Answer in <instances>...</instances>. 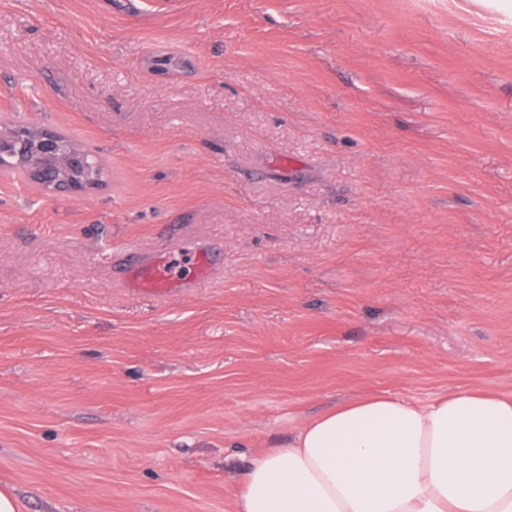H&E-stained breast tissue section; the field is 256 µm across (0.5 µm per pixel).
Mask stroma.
<instances>
[{
    "label": "stroma",
    "instance_id": "stroma-1",
    "mask_svg": "<svg viewBox=\"0 0 512 512\" xmlns=\"http://www.w3.org/2000/svg\"><path fill=\"white\" fill-rule=\"evenodd\" d=\"M11 122L103 168L0 171L23 512H234L337 402L512 394V0H0ZM130 287L136 288L137 292L165 298L176 292L179 285L167 274L158 258L143 257L131 272Z\"/></svg>",
    "mask_w": 512,
    "mask_h": 512
}]
</instances>
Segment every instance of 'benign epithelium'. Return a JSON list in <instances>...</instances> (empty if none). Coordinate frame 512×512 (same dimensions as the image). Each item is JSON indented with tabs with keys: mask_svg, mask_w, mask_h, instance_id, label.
<instances>
[{
	"mask_svg": "<svg viewBox=\"0 0 512 512\" xmlns=\"http://www.w3.org/2000/svg\"><path fill=\"white\" fill-rule=\"evenodd\" d=\"M59 136L52 130L40 129L35 142H30L25 129H17L7 138H0V170L15 167L22 154L30 151L29 168L18 170L27 179L47 192L84 195L99 185V165L94 155L81 152L65 159L57 157Z\"/></svg>",
	"mask_w": 512,
	"mask_h": 512,
	"instance_id": "7a95c632",
	"label": "benign epithelium"
}]
</instances>
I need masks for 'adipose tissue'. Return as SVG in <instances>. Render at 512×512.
<instances>
[{
    "instance_id": "adipose-tissue-1",
    "label": "adipose tissue",
    "mask_w": 512,
    "mask_h": 512,
    "mask_svg": "<svg viewBox=\"0 0 512 512\" xmlns=\"http://www.w3.org/2000/svg\"><path fill=\"white\" fill-rule=\"evenodd\" d=\"M235 512H512V396L338 403L252 460Z\"/></svg>"
}]
</instances>
